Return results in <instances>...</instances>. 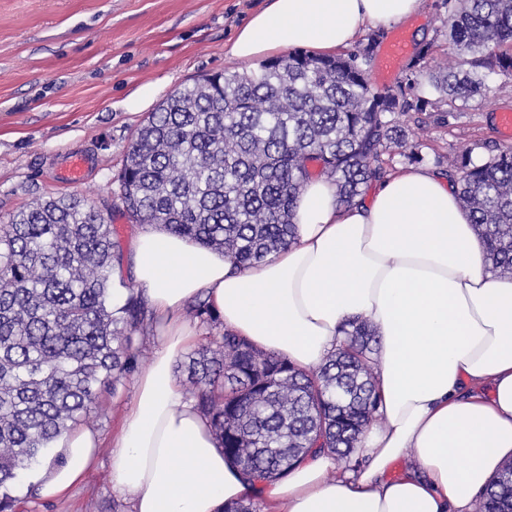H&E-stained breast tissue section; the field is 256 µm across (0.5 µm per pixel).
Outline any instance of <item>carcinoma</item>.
Listing matches in <instances>:
<instances>
[{"label":"carcinoma","mask_w":512,"mask_h":512,"mask_svg":"<svg viewBox=\"0 0 512 512\" xmlns=\"http://www.w3.org/2000/svg\"><path fill=\"white\" fill-rule=\"evenodd\" d=\"M442 7L455 64L432 65L426 44L383 93L367 80L379 30L335 57L294 51L174 92L137 129L117 176L126 212L246 267L295 238L310 166L352 206L384 177L382 153L423 161L405 152L401 117L482 94L485 70L512 74V0ZM448 177L486 242L488 271L511 277L512 146L481 164L465 148ZM120 265L110 218L81 197L38 201L0 224V512H14L20 475L135 369L147 306L132 292L113 314ZM188 313L218 322L204 299ZM343 333L347 343L310 373L228 331L188 357L183 396L246 476L282 478L314 448L339 459L353 452L378 407L376 336L356 319ZM482 512H512V462L484 493Z\"/></svg>","instance_id":"1"}]
</instances>
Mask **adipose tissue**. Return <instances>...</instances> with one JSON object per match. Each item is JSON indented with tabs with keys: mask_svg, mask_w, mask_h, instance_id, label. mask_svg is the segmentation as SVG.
<instances>
[{
	"mask_svg": "<svg viewBox=\"0 0 512 512\" xmlns=\"http://www.w3.org/2000/svg\"><path fill=\"white\" fill-rule=\"evenodd\" d=\"M420 6L271 0L237 30L230 53H331L368 28L409 20ZM295 222L289 245L241 269L158 227L135 239L126 272L112 274V308H122L130 288L141 290L158 345L111 444L113 490L131 512H223L256 496L264 512H472L512 461V277L488 271L456 185L437 169L410 166L346 207L321 176L299 195ZM199 294L226 330L304 371L343 344L349 320L375 330L381 424L357 444L361 471L340 472L325 451L282 479L252 481L225 458L173 374L198 339L183 310ZM97 452L90 429L62 436L55 461L33 478L39 495L66 496ZM403 460L407 470L392 476Z\"/></svg>",
	"mask_w": 512,
	"mask_h": 512,
	"instance_id": "adipose-tissue-1",
	"label": "adipose tissue"
}]
</instances>
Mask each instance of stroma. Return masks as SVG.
<instances>
[{
    "label": "stroma",
    "instance_id": "1",
    "mask_svg": "<svg viewBox=\"0 0 512 512\" xmlns=\"http://www.w3.org/2000/svg\"><path fill=\"white\" fill-rule=\"evenodd\" d=\"M442 0H421L419 13L384 29L369 69L373 91L404 79L405 67L381 73L396 32L413 46L433 44L438 62L453 54L444 35ZM270 0H0V220L51 197L80 196L112 211V239L129 254L142 230L118 197L116 177L132 138L149 113L205 74L248 71L257 60L229 53L235 32ZM487 98L419 113L409 142H422L424 163L447 170L463 147L484 162L503 147L497 115L512 112V75L486 80ZM149 106L129 108L145 87ZM82 156L87 168L71 181L65 169ZM127 376L92 406L82 427L101 440L96 465L63 499L29 493L24 472L13 495L16 512H130L109 481L110 443L135 392Z\"/></svg>",
    "mask_w": 512,
    "mask_h": 512
}]
</instances>
